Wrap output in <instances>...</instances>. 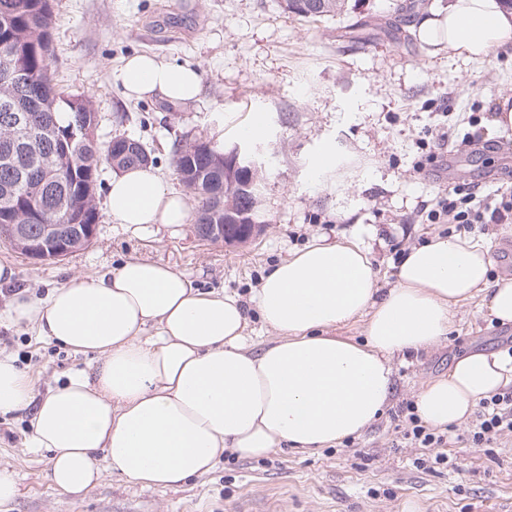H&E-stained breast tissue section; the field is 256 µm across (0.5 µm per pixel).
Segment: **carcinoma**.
Listing matches in <instances>:
<instances>
[{
    "instance_id": "cac0c4a2",
    "label": "carcinoma",
    "mask_w": 512,
    "mask_h": 512,
    "mask_svg": "<svg viewBox=\"0 0 512 512\" xmlns=\"http://www.w3.org/2000/svg\"><path fill=\"white\" fill-rule=\"evenodd\" d=\"M345 0H315L305 8L298 0H283V10L316 18L340 11ZM53 0H0V47L9 51L11 68L24 71L23 86L0 82V152L13 153L14 163L0 160V240L13 250L11 225L24 224L30 237H42L43 225L56 224L59 236L45 240L39 260H55L63 245L74 251L89 242H79L81 225L99 223L95 188L102 165L119 171L143 165L140 154L146 146L131 137L122 157L112 154V145L98 142L97 113L80 94L64 93L51 74L53 54ZM24 112L27 120H12ZM175 171L195 196V223H221L224 219V148L195 146L175 150ZM251 187L232 197L233 209L244 212L251 197L261 196L264 170L253 173Z\"/></svg>"
}]
</instances>
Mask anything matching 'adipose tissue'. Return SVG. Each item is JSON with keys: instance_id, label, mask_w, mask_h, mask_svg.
<instances>
[{"instance_id": "1", "label": "adipose tissue", "mask_w": 512, "mask_h": 512, "mask_svg": "<svg viewBox=\"0 0 512 512\" xmlns=\"http://www.w3.org/2000/svg\"><path fill=\"white\" fill-rule=\"evenodd\" d=\"M418 34L479 59L512 44V10L502 0H449ZM120 81L127 97L174 104L195 100L202 85L197 69L145 55L126 62ZM106 211L129 226L190 217L187 200L150 165L113 175ZM491 266L482 242L435 237L408 252L383 293L363 245L320 238L274 266L246 304L142 259L55 287L42 301L19 291L10 322L97 361L39 398L15 358L0 354V415L29 412L34 447L51 450V479L72 494L99 481L100 456L132 482L177 488L225 452H314L383 414L394 357L440 342L463 302L481 297L493 318L512 324V279L490 280ZM252 308L277 333L258 349L247 334ZM360 318L364 341L336 336ZM511 384V356L470 352L424 386L416 411L435 427L458 424Z\"/></svg>"}]
</instances>
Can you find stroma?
Listing matches in <instances>:
<instances>
[{
	"instance_id": "stroma-1",
	"label": "stroma",
	"mask_w": 512,
	"mask_h": 512,
	"mask_svg": "<svg viewBox=\"0 0 512 512\" xmlns=\"http://www.w3.org/2000/svg\"><path fill=\"white\" fill-rule=\"evenodd\" d=\"M400 2L347 0L339 13L302 18L284 12L281 0H53L56 84L91 102L100 143L117 135L140 140L170 190L184 191L172 163L177 145L237 143L238 128L263 114L247 145L270 164L260 198L264 224L247 243L225 245L200 239L192 222L137 228L103 216L92 242L63 259L31 260L2 242L0 263L41 299L72 278L143 258L192 275L202 290L246 300L278 262L324 236L359 239L379 288L392 287L402 254L447 236V225L427 223L422 213L453 185L473 182L483 194L512 186V161L471 146L512 141V128L493 125L498 100L512 97V46L483 60L449 58L446 44L417 35L421 20L448 0H418L403 13ZM137 54L199 70V99H127L119 72ZM442 127L468 159L452 180L414 169L420 139ZM327 153L334 168L312 179ZM481 239L491 278H512V223L488 225ZM10 296L0 290V352L16 357L38 392L94 363L3 319ZM511 343L512 324L492 318L481 299L467 301L439 344L396 362L391 403L361 436L312 454L228 455L174 489L107 470L87 491L64 493L51 480L50 452L29 445L27 415L0 416V467L14 470L18 482L0 512H491L494 502H512V434L473 448L468 421L443 428L446 442L435 450L407 443L395 426L402 407L454 358ZM439 452L447 464L416 467V459Z\"/></svg>"
}]
</instances>
